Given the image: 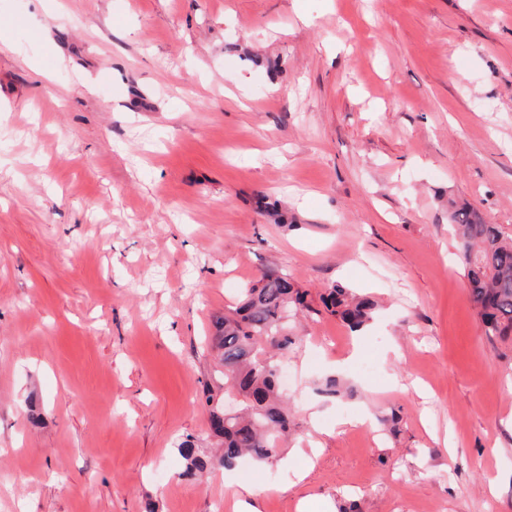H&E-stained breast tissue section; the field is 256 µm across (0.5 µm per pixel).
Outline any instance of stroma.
I'll return each instance as SVG.
<instances>
[{
    "mask_svg": "<svg viewBox=\"0 0 512 512\" xmlns=\"http://www.w3.org/2000/svg\"><path fill=\"white\" fill-rule=\"evenodd\" d=\"M452 199L512 236V0H0V512H512ZM272 271L291 436L186 479L211 319ZM326 308L338 314L350 329L356 330L371 318L375 302L367 296L356 295L350 288L334 284L323 297Z\"/></svg>",
    "mask_w": 512,
    "mask_h": 512,
    "instance_id": "stroma-1",
    "label": "stroma"
}]
</instances>
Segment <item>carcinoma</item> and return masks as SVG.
<instances>
[{
	"label": "carcinoma",
	"instance_id": "carcinoma-1",
	"mask_svg": "<svg viewBox=\"0 0 512 512\" xmlns=\"http://www.w3.org/2000/svg\"><path fill=\"white\" fill-rule=\"evenodd\" d=\"M448 224L456 232L457 258L485 335L512 336V236L474 207L452 201ZM324 304L353 330L365 325L375 308L371 298L341 284L328 289ZM307 309L306 293L288 275L266 273L242 289L235 307L214 318L208 346L220 367L224 396L207 384L204 397L220 450L205 459L195 455L191 444L179 445L184 475L202 477L215 458L220 468L232 469L246 456L265 463L278 457L290 432L281 364L298 340L292 321Z\"/></svg>",
	"mask_w": 512,
	"mask_h": 512
}]
</instances>
